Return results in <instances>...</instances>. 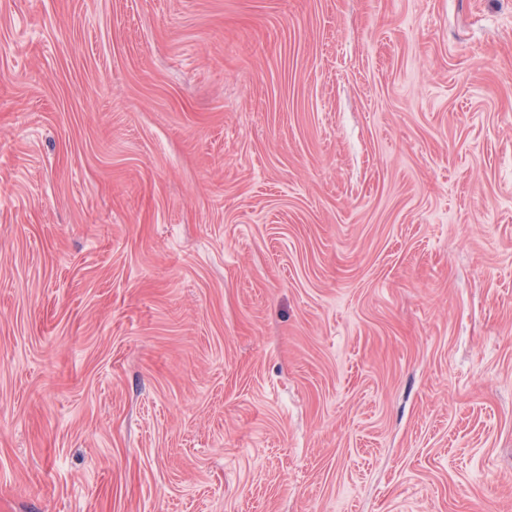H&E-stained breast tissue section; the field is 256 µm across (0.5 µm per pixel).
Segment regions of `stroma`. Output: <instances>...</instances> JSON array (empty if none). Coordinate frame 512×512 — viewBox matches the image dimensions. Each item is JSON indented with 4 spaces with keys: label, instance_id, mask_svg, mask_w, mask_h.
<instances>
[{
    "label": "stroma",
    "instance_id": "obj_1",
    "mask_svg": "<svg viewBox=\"0 0 512 512\" xmlns=\"http://www.w3.org/2000/svg\"><path fill=\"white\" fill-rule=\"evenodd\" d=\"M0 512H512V0H0Z\"/></svg>",
    "mask_w": 512,
    "mask_h": 512
}]
</instances>
